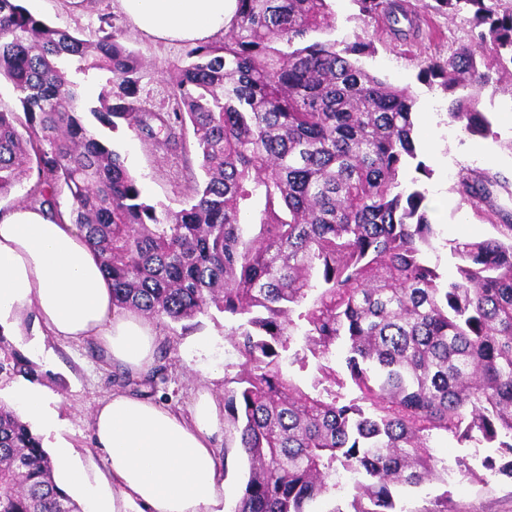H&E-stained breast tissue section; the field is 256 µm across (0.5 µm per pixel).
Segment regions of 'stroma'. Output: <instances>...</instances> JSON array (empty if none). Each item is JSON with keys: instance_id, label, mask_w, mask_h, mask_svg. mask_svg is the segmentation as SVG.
<instances>
[{"instance_id": "1", "label": "stroma", "mask_w": 512, "mask_h": 512, "mask_svg": "<svg viewBox=\"0 0 512 512\" xmlns=\"http://www.w3.org/2000/svg\"><path fill=\"white\" fill-rule=\"evenodd\" d=\"M433 3L409 0L420 19L421 33L403 40L395 38L384 23L360 19L352 0H334L335 29L330 36L373 42L375 53L357 56L358 65L387 83L409 88L416 99V113L431 114L436 122L435 137L418 129L414 139L432 171L426 181L429 197L441 196L446 201L443 210L428 212L437 236L427 260L448 279L455 274L450 243L479 240L493 233L490 224L458 193L462 173L476 170L497 177L492 201L512 212V94L493 82L481 92L480 109L492 123L491 137L473 136L459 125L449 124L448 97L439 87L419 80L418 60L425 56L444 60L469 43L471 17L466 13L451 17L436 12ZM27 6L50 26L90 41L98 38L102 17H110L123 42L142 60L138 90L141 105L153 112L173 110L169 73L183 59L188 43L164 42L142 33L128 21L119 0H28ZM109 140L152 202L180 208L192 186L190 173L199 165L194 146L168 153L156 151L129 131L110 135ZM156 330L159 340L169 341L171 353L166 380L157 384L152 400L183 413L201 390L223 401L240 363L224 334L223 314L198 316L196 327L188 331L181 324L167 321L157 323ZM1 334L34 364L35 373L27 377V384L53 398L60 435L72 446L76 461L88 474L100 478L103 464L94 445L91 421L98 403L116 388V365L92 339L69 342L47 336L41 348H34L32 341L38 328L30 311ZM450 489L454 512H512V480L504 476L487 477L481 485L471 483L465 471L456 470Z\"/></svg>"}]
</instances>
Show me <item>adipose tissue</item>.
<instances>
[{"label": "adipose tissue", "instance_id": "1", "mask_svg": "<svg viewBox=\"0 0 512 512\" xmlns=\"http://www.w3.org/2000/svg\"><path fill=\"white\" fill-rule=\"evenodd\" d=\"M141 32L163 41H201L223 33L236 0H120ZM34 310L46 334L65 340L96 339L131 375L154 365L156 334L134 310L112 305V287L97 253L69 222L40 207L19 205L0 213V325ZM20 413L45 433L58 414L40 388L13 389ZM221 411L206 394L188 413L114 392L92 419L105 482H90L72 460L70 445L53 443L63 487L94 503L96 512H223L224 466L212 447Z\"/></svg>", "mask_w": 512, "mask_h": 512}]
</instances>
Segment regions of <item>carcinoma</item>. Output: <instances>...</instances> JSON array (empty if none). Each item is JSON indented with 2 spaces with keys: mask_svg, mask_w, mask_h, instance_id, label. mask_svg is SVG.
<instances>
[{
  "mask_svg": "<svg viewBox=\"0 0 512 512\" xmlns=\"http://www.w3.org/2000/svg\"><path fill=\"white\" fill-rule=\"evenodd\" d=\"M352 2L415 33L401 0ZM435 2L472 13L471 42L420 75L468 91L450 101V123L492 136L478 90L489 58L512 64V0ZM333 29L329 0H237L224 41L173 67V111L151 112L137 100L141 59L116 32L87 41L0 0V80L18 100L0 108V198L27 181L31 204L76 225L116 308L174 323L224 314L243 359L224 422L248 469L229 512H309L342 473L358 480L332 512H403L393 488L448 484L434 445L450 436L493 449L483 468L512 479V213L489 206L496 179L462 177L495 234L452 243L456 277L442 281L426 260L435 229L416 100L352 60L372 43L309 41ZM95 125L165 150L190 129L203 177L180 209L154 205ZM169 354L165 340L153 370L114 383L155 389ZM2 374L33 368L0 332ZM55 473L42 438L0 400V512H83Z\"/></svg>",
  "mask_w": 512,
  "mask_h": 512,
  "instance_id": "obj_1",
  "label": "carcinoma"
}]
</instances>
